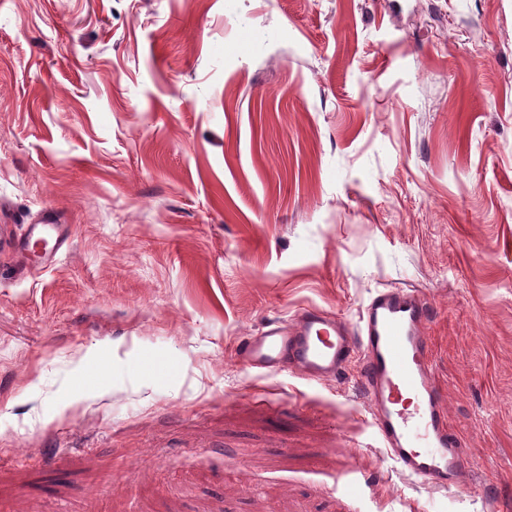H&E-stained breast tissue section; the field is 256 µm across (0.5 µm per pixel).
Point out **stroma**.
<instances>
[{
  "label": "stroma",
  "mask_w": 512,
  "mask_h": 512,
  "mask_svg": "<svg viewBox=\"0 0 512 512\" xmlns=\"http://www.w3.org/2000/svg\"><path fill=\"white\" fill-rule=\"evenodd\" d=\"M390 286L460 488L238 360ZM0 512H512V0H0Z\"/></svg>",
  "instance_id": "1"
}]
</instances>
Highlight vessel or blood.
<instances>
[{
    "label": "vessel or blood",
    "mask_w": 512,
    "mask_h": 512,
    "mask_svg": "<svg viewBox=\"0 0 512 512\" xmlns=\"http://www.w3.org/2000/svg\"><path fill=\"white\" fill-rule=\"evenodd\" d=\"M429 306L415 288L377 290L356 321L306 309L272 320L238 348L248 368L287 370L309 382L342 378L357 366L371 424L403 474L437 490L460 487L467 462L448 421L428 336Z\"/></svg>",
    "instance_id": "b4317fda"
}]
</instances>
